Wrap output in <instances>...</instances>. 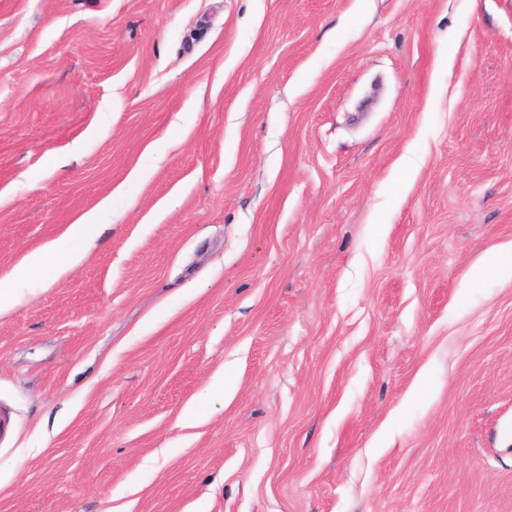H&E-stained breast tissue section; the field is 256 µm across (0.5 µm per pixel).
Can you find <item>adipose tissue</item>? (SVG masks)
Segmentation results:
<instances>
[{"mask_svg":"<svg viewBox=\"0 0 512 512\" xmlns=\"http://www.w3.org/2000/svg\"><path fill=\"white\" fill-rule=\"evenodd\" d=\"M101 216L98 210L83 214L52 242L49 249L27 254L22 263L0 278V305L10 301L15 284L33 272L49 266L54 274L61 275L80 262L86 254L90 233L98 225Z\"/></svg>","mask_w":512,"mask_h":512,"instance_id":"1","label":"adipose tissue"}]
</instances>
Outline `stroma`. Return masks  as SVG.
<instances>
[{
    "label": "stroma",
    "instance_id": "35a3bbf8",
    "mask_svg": "<svg viewBox=\"0 0 512 512\" xmlns=\"http://www.w3.org/2000/svg\"><path fill=\"white\" fill-rule=\"evenodd\" d=\"M103 202L0 512H512V0H0V276ZM489 274L507 275L512 278V249L488 253L481 264L471 269L468 280L475 284Z\"/></svg>",
    "mask_w": 512,
    "mask_h": 512
}]
</instances>
